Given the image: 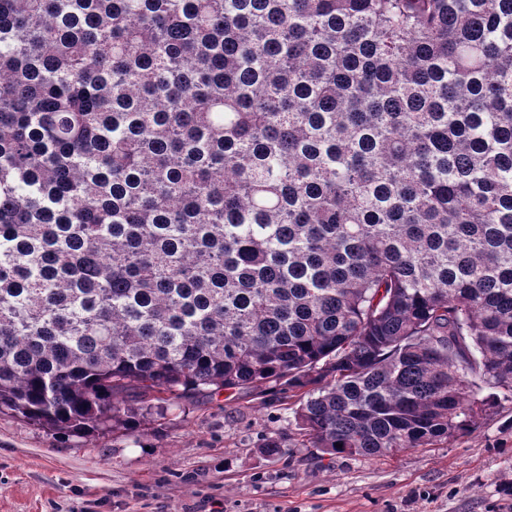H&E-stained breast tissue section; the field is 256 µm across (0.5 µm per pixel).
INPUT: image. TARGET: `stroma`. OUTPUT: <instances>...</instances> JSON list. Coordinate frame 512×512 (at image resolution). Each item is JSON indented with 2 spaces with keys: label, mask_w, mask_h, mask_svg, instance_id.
<instances>
[{
  "label": "stroma",
  "mask_w": 512,
  "mask_h": 512,
  "mask_svg": "<svg viewBox=\"0 0 512 512\" xmlns=\"http://www.w3.org/2000/svg\"><path fill=\"white\" fill-rule=\"evenodd\" d=\"M295 399L220 391L96 439L0 415V512H512V400L436 448L304 447ZM286 444L276 460L257 445Z\"/></svg>",
  "instance_id": "stroma-1"
}]
</instances>
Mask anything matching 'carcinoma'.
<instances>
[{
	"mask_svg": "<svg viewBox=\"0 0 512 512\" xmlns=\"http://www.w3.org/2000/svg\"><path fill=\"white\" fill-rule=\"evenodd\" d=\"M481 382L512 395V0H0V414L265 384L377 458Z\"/></svg>",
	"mask_w": 512,
	"mask_h": 512,
	"instance_id": "1",
	"label": "carcinoma"
}]
</instances>
